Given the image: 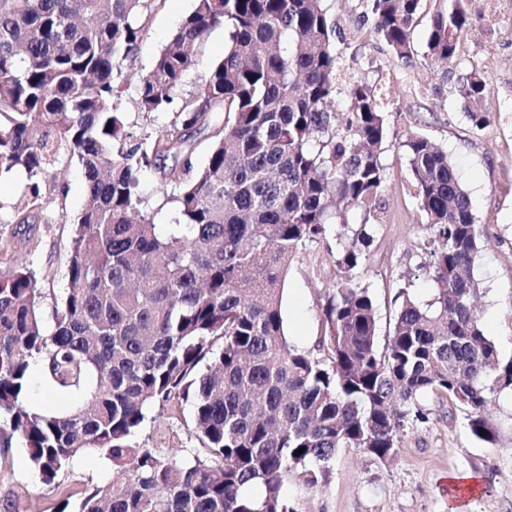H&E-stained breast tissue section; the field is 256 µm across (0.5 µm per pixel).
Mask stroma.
I'll return each mask as SVG.
<instances>
[{
	"label": "stroma",
	"mask_w": 512,
	"mask_h": 512,
	"mask_svg": "<svg viewBox=\"0 0 512 512\" xmlns=\"http://www.w3.org/2000/svg\"><path fill=\"white\" fill-rule=\"evenodd\" d=\"M329 13L344 38L339 49L369 82L390 87L394 105L390 117L391 139L410 134L428 137L446 149L460 180L475 206L483 248L477 261L480 283L478 309L482 327L503 358L512 357V14L486 25L483 0H469L470 26L460 48L461 68L478 67L488 59L490 70L485 101L487 121L474 127L458 100L456 76L440 73L421 80L426 50V18L435 0H423V22L412 38L413 63L398 60L365 21L359 0H326ZM194 0H151L147 32L139 54L125 62L128 78L121 101L124 121L137 134L168 124L172 112L147 114L135 106L140 78L151 68L158 51L168 42ZM226 34L213 28L196 47L198 68L185 78L181 96L197 91L209 67L224 55ZM386 221L372 231L361 270L377 306L379 346L393 333L396 310L393 298L401 287L420 302L432 299L434 290L421 269L432 250V233L424 224L409 185L408 168L398 149L384 156ZM146 208L155 223H177L179 214L154 170L139 174ZM25 174L0 179V274L25 266L34 270L43 288L42 313L53 327V309L66 286L67 257L72 223L85 204V179L78 162L57 173L56 188L45 207L46 219L36 225L29 240H22L13 219L14 208L28 191ZM335 240L314 246L290 265L285 279L282 311L285 331L292 344L312 348L322 332L319 299L335 267L329 250ZM321 274H314L315 261ZM426 422L406 428L392 457L381 459L362 448L338 449L325 482L307 486L289 476L283 493L294 512H448V478L463 471L477 481L474 494L462 497L465 512H512V393L492 395L487 418L495 429L492 441L471 435L466 408L427 395L421 400ZM193 408L174 399L154 409L135 440L148 448H175L181 455L201 450L203 443L192 430ZM112 463L100 453L77 456L60 472L55 487L45 486L32 468L21 441L0 448V508L15 512H60L77 505L93 485L111 481Z\"/></svg>",
	"instance_id": "stroma-1"
}]
</instances>
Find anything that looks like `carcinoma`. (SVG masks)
I'll list each match as a JSON object with an SVG mask.
<instances>
[{
	"mask_svg": "<svg viewBox=\"0 0 512 512\" xmlns=\"http://www.w3.org/2000/svg\"><path fill=\"white\" fill-rule=\"evenodd\" d=\"M148 2L0 0V177L30 179L17 223H39L42 185L67 157L86 181L52 332L36 273L0 278V447L20 440L48 486L81 452L104 453L117 478L78 512H293L289 475L319 485L339 448L391 456L405 423L424 419L425 394L465 407L471 434L492 440L489 395L512 391V359L480 324L481 232L447 152L419 134L402 141L433 234L424 269L435 296L420 306L402 290L380 350L359 270L383 223L389 96L342 62L324 0H195L137 86L140 111L176 103L175 116L135 135L120 112L123 64L141 50ZM420 2L363 4L406 63ZM437 2L426 66L451 67L468 5ZM218 25L224 57L176 102L199 65L195 44ZM455 91L482 127L484 79L463 71ZM201 129L208 160L196 169ZM151 167L182 219L166 232L144 210L138 172ZM330 237L336 275L322 333L300 349L285 333L284 281L295 258ZM35 371L51 395L39 407L24 402ZM176 395L193 400L202 457L133 441Z\"/></svg>",
	"mask_w": 512,
	"mask_h": 512,
	"instance_id": "1",
	"label": "carcinoma"
}]
</instances>
